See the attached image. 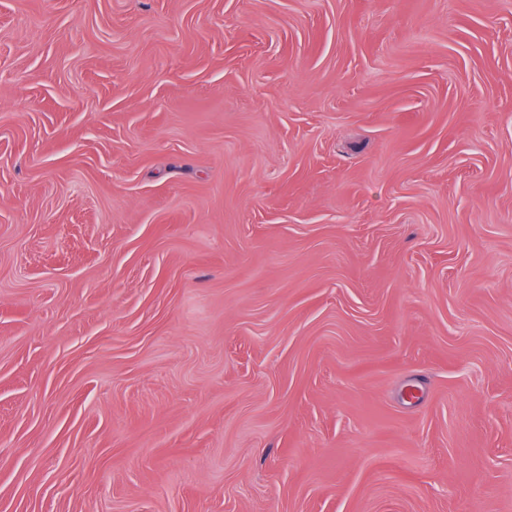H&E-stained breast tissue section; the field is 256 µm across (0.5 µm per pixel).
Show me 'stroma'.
I'll return each mask as SVG.
<instances>
[{"label":"stroma","mask_w":512,"mask_h":512,"mask_svg":"<svg viewBox=\"0 0 512 512\" xmlns=\"http://www.w3.org/2000/svg\"><path fill=\"white\" fill-rule=\"evenodd\" d=\"M0 512H512V0H0Z\"/></svg>","instance_id":"stroma-1"}]
</instances>
